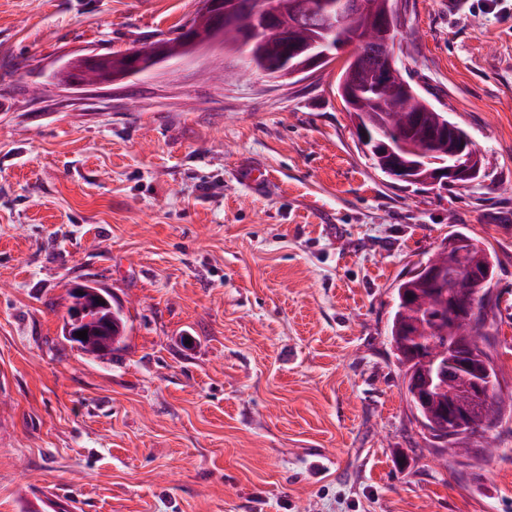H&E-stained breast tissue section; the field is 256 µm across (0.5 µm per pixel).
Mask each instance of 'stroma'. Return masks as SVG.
Masks as SVG:
<instances>
[{"label": "stroma", "mask_w": 512, "mask_h": 512, "mask_svg": "<svg viewBox=\"0 0 512 512\" xmlns=\"http://www.w3.org/2000/svg\"><path fill=\"white\" fill-rule=\"evenodd\" d=\"M394 4L401 76L468 132L473 183L375 170L338 61L275 80L216 46L59 83L197 0H0V512H512V409L492 454L441 455L389 342L398 281L466 232L497 263L512 392V0ZM78 284L124 308L112 358L63 336ZM107 55H81L69 61L62 69L63 73L80 69H98L101 72V83H118L129 77L145 73L155 65L169 59L163 42H156L147 50L129 51L125 54L121 65L112 67V57Z\"/></svg>", "instance_id": "obj_1"}]
</instances>
